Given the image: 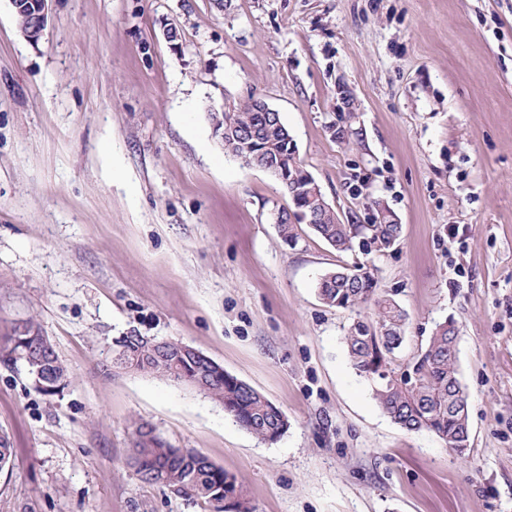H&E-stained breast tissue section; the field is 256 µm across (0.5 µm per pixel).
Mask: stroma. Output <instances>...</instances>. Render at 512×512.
Instances as JSON below:
<instances>
[{
  "instance_id": "1",
  "label": "stroma",
  "mask_w": 512,
  "mask_h": 512,
  "mask_svg": "<svg viewBox=\"0 0 512 512\" xmlns=\"http://www.w3.org/2000/svg\"><path fill=\"white\" fill-rule=\"evenodd\" d=\"M252 97L342 223L376 201L401 224L393 248L282 238L291 198L209 119ZM355 263L408 314L396 370L456 322L466 455L396 425L352 368L355 314L316 284ZM30 318L68 368L57 394L3 358ZM132 330L199 350L286 432L106 372ZM137 421L235 475L254 512H512V0H52L35 43L0 0V512H213L140 479Z\"/></svg>"
}]
</instances>
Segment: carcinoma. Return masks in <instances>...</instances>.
<instances>
[{
    "instance_id": "carcinoma-1",
    "label": "carcinoma",
    "mask_w": 512,
    "mask_h": 512,
    "mask_svg": "<svg viewBox=\"0 0 512 512\" xmlns=\"http://www.w3.org/2000/svg\"><path fill=\"white\" fill-rule=\"evenodd\" d=\"M219 118L228 130L259 133L253 143L236 146L246 156L259 153V158L251 161L254 166L288 150V129L283 124L269 127L266 113L258 109L253 98L224 106ZM288 169L302 177L283 188L300 205L312 206L311 199L318 197L315 179L291 156ZM310 228L338 251H349L358 244L368 253L392 248L401 234V225L382 221L331 222L312 224ZM318 295L328 306L356 313L357 320L345 336L348 352L357 374L373 382L374 398L384 414L407 431L434 433L457 455H465L469 448L468 396L459 377L456 323L446 320L437 324L402 377L382 378L379 371L394 372L392 356L405 340L406 311L380 290L373 270L364 265L341 266L327 272L318 283ZM14 332L17 343L12 352L31 354L28 373L43 384L37 391H61L69 373L48 337L30 320ZM179 345L177 340L170 341L163 350L131 335L112 345L110 370L115 374L142 372L173 381L187 375L190 386L224 405V411L257 438L273 442L288 429V418L266 396L236 376L219 372L204 359L180 356ZM129 463L143 481L161 484L177 496L202 499L213 505L214 512H225L222 502L226 493L236 498L244 512H251L246 491L235 476L198 450L172 447L146 422L134 424Z\"/></svg>"
}]
</instances>
